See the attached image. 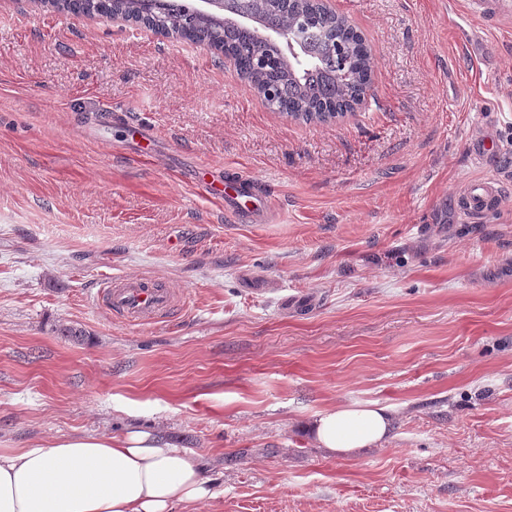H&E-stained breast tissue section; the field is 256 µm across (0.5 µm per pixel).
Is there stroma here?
<instances>
[{"instance_id": "stroma-1", "label": "stroma", "mask_w": 512, "mask_h": 512, "mask_svg": "<svg viewBox=\"0 0 512 512\" xmlns=\"http://www.w3.org/2000/svg\"><path fill=\"white\" fill-rule=\"evenodd\" d=\"M464 2L330 0L373 81L309 125L210 47L0 0V449L145 427L205 466L193 512H512V194L456 207L512 183V24ZM247 175L270 223L224 212ZM135 276L175 307L93 304ZM372 403L384 444L316 446L318 413ZM468 151L475 164L485 166L498 157L500 147L491 131L484 130L480 135L469 140ZM504 186L495 176L467 183L458 198L459 209L469 219L481 218L493 203L500 201ZM97 301L126 321L148 323L169 312L175 299L155 278L141 276L112 280Z\"/></svg>"}]
</instances>
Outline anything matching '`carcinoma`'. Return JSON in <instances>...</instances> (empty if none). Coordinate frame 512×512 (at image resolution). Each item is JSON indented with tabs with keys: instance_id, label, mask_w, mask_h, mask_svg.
Masks as SVG:
<instances>
[{
	"instance_id": "obj_1",
	"label": "carcinoma",
	"mask_w": 512,
	"mask_h": 512,
	"mask_svg": "<svg viewBox=\"0 0 512 512\" xmlns=\"http://www.w3.org/2000/svg\"><path fill=\"white\" fill-rule=\"evenodd\" d=\"M57 12L91 15L102 0H38ZM112 0L113 10L147 18L164 36L222 45L257 92L273 91L271 108L294 121L329 123L346 115L371 84L372 49L347 17L314 0ZM276 28L289 47L264 37Z\"/></svg>"
}]
</instances>
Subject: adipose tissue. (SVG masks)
Segmentation results:
<instances>
[{
    "label": "adipose tissue",
    "mask_w": 512,
    "mask_h": 512,
    "mask_svg": "<svg viewBox=\"0 0 512 512\" xmlns=\"http://www.w3.org/2000/svg\"><path fill=\"white\" fill-rule=\"evenodd\" d=\"M390 429L385 409L357 407L322 411L311 432L319 447L351 456ZM211 495L199 461L148 430L0 451V512H175Z\"/></svg>",
    "instance_id": "obj_1"
}]
</instances>
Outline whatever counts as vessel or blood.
I'll list each match as a JSON object with an SVG mask.
<instances>
[{
	"label": "vessel or blood",
	"instance_id": "obj_1",
	"mask_svg": "<svg viewBox=\"0 0 512 512\" xmlns=\"http://www.w3.org/2000/svg\"><path fill=\"white\" fill-rule=\"evenodd\" d=\"M467 8L486 24L512 19V0H467ZM468 151L475 164L483 166L498 157L500 147L491 131L486 130L470 139ZM504 193L503 184L494 176L469 182L460 192L459 209L468 218H481ZM97 300L113 315L139 323L155 321L174 305L172 292L146 276L114 280L98 292Z\"/></svg>",
	"mask_w": 512,
	"mask_h": 512
}]
</instances>
